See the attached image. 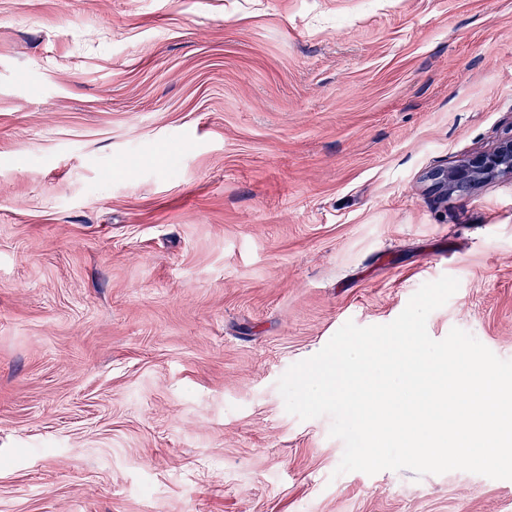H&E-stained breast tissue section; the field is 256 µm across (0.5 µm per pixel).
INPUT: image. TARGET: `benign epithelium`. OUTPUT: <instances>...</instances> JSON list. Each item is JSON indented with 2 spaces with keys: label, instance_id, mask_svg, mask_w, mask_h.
Listing matches in <instances>:
<instances>
[{
  "label": "benign epithelium",
  "instance_id": "7a95c632",
  "mask_svg": "<svg viewBox=\"0 0 512 512\" xmlns=\"http://www.w3.org/2000/svg\"><path fill=\"white\" fill-rule=\"evenodd\" d=\"M512 174V135L499 140L489 152L472 155L449 170L432 175L437 187L453 192L494 175Z\"/></svg>",
  "mask_w": 512,
  "mask_h": 512
}]
</instances>
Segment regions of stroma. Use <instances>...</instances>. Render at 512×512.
<instances>
[{"mask_svg":"<svg viewBox=\"0 0 512 512\" xmlns=\"http://www.w3.org/2000/svg\"><path fill=\"white\" fill-rule=\"evenodd\" d=\"M512 0H0V512H512L337 474L278 379L346 322L512 360ZM504 173L512 174V128L511 135L500 139L491 151L472 155L449 170L437 171L432 178L437 187L453 192Z\"/></svg>","mask_w":512,"mask_h":512,"instance_id":"35a3bbf8","label":"stroma"}]
</instances>
